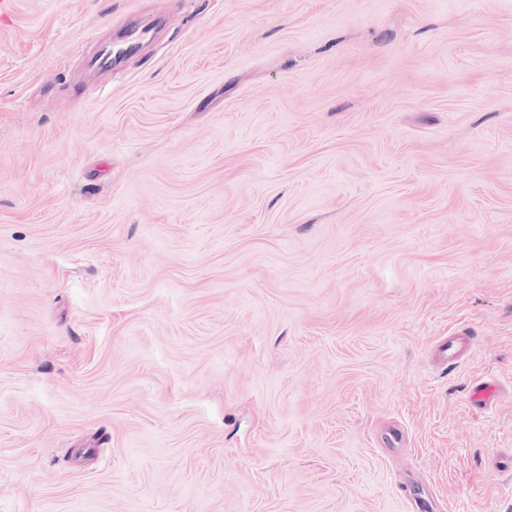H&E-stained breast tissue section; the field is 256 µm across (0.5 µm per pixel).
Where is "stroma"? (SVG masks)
<instances>
[{
	"label": "stroma",
	"mask_w": 512,
	"mask_h": 512,
	"mask_svg": "<svg viewBox=\"0 0 512 512\" xmlns=\"http://www.w3.org/2000/svg\"><path fill=\"white\" fill-rule=\"evenodd\" d=\"M410 474L512 512V0H10L0 512H407ZM153 37L152 28L139 22H131L123 29L118 40L104 46L93 59V66L100 70H112L120 57L137 53ZM469 348V340L465 332L443 336L436 347V361L445 368L456 366Z\"/></svg>",
	"instance_id": "stroma-1"
}]
</instances>
